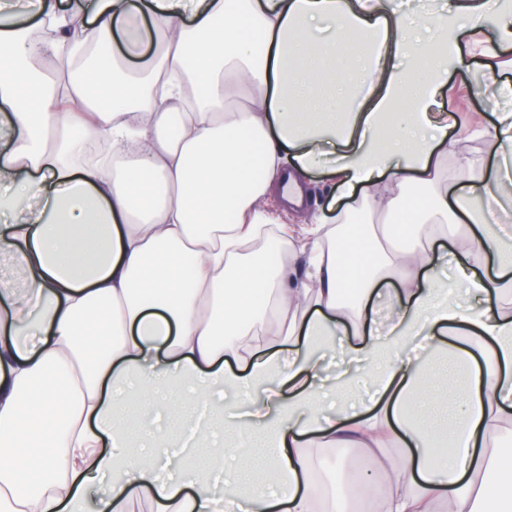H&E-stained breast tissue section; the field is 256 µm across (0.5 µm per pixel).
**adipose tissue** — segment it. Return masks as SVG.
Segmentation results:
<instances>
[{
  "mask_svg": "<svg viewBox=\"0 0 512 512\" xmlns=\"http://www.w3.org/2000/svg\"><path fill=\"white\" fill-rule=\"evenodd\" d=\"M416 9L411 23L396 0H32L21 21L0 5V512H82L102 481L94 512H212L211 475L245 446L263 475L225 477L230 499L313 512L341 494L316 479V442L366 451L353 500L392 471L381 512H512V468L486 448L512 421V240L489 221L512 183V111L492 128L491 187L466 197L441 174L436 112L467 31L493 24L489 66L512 49V0ZM106 138L111 162H88ZM310 173L341 206L302 228V264H265L293 247L283 201ZM463 220L448 283L431 242ZM453 282L479 305L462 308ZM349 330L341 358L369 374L367 402L347 373L323 382L320 353ZM442 348L469 384L449 387L455 423L434 437L419 413ZM132 378L151 424L162 383L201 382L204 406L222 389L229 409L258 390L244 446L214 445L188 478L201 424H181L182 452L159 437L129 450L112 389ZM398 442L407 453L386 456Z\"/></svg>",
  "mask_w": 512,
  "mask_h": 512,
  "instance_id": "ef3b65f1",
  "label": "adipose tissue"
}]
</instances>
